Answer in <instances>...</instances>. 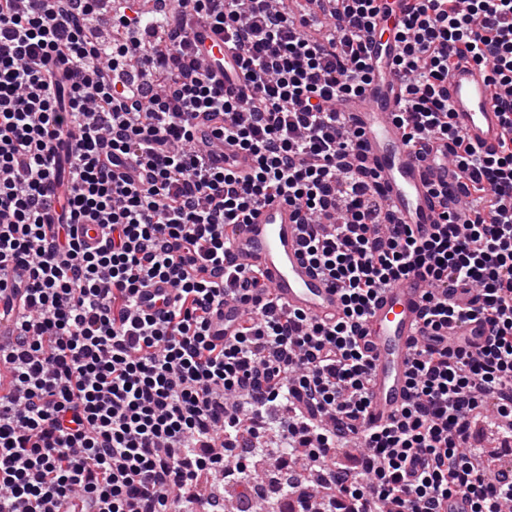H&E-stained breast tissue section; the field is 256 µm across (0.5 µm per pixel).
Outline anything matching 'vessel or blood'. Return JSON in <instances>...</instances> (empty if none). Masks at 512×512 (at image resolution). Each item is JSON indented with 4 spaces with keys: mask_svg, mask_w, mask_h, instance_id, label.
Listing matches in <instances>:
<instances>
[{
    "mask_svg": "<svg viewBox=\"0 0 512 512\" xmlns=\"http://www.w3.org/2000/svg\"><path fill=\"white\" fill-rule=\"evenodd\" d=\"M196 33L195 53L223 80L225 93L238 94L243 82L240 62L225 48L223 34L204 25L198 26ZM368 47L371 81L346 109L362 133L367 161L398 222L426 236L438 220L431 184L448 177V146L435 142L431 156L424 160L406 146L403 130L394 120L404 94L403 83L392 69L396 46L375 36ZM494 94L489 70L476 63L461 64L448 77V100L458 130L467 144L484 152L494 150L507 133ZM304 239V227L294 207L274 201L260 207L251 223L229 228V260L258 266L274 298L288 310L316 318L339 316V291L313 270L303 251ZM428 289L421 277H409L383 290L370 312L363 339L371 358L369 424L384 423L408 400L412 347L419 335V312ZM170 291V284L163 281L146 288L139 299L141 313L162 314V297ZM450 335L478 346L487 329L482 323L465 321L451 329Z\"/></svg>",
    "mask_w": 512,
    "mask_h": 512,
    "instance_id": "1",
    "label": "vessel or blood"
}]
</instances>
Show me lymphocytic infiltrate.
<instances>
[{"mask_svg": "<svg viewBox=\"0 0 512 512\" xmlns=\"http://www.w3.org/2000/svg\"><path fill=\"white\" fill-rule=\"evenodd\" d=\"M192 2L242 63L237 97L204 71L179 0L117 8L106 44L85 0H0V307L18 314L0 343V512H211L209 487L249 485L260 458L291 471V512H448L453 495L512 512V460L470 442L478 425L512 441V137L474 150L448 104L469 60L512 92V0H411L389 30L394 120L416 152L447 139L454 163L421 238L395 223L339 109L369 79L374 0ZM203 123L211 154L229 144L252 167L211 164ZM455 183L482 208L460 212ZM275 200L306 224L343 315L269 297L212 335L224 302L264 287L259 268L225 270L227 230ZM412 274L430 289L410 399L370 427L359 340ZM157 278L174 290L158 318L137 310ZM467 319L488 325L482 346L449 340Z\"/></svg>", "mask_w": 512, "mask_h": 512, "instance_id": "lymphocytic-infiltrate-1", "label": "lymphocytic infiltrate"}]
</instances>
